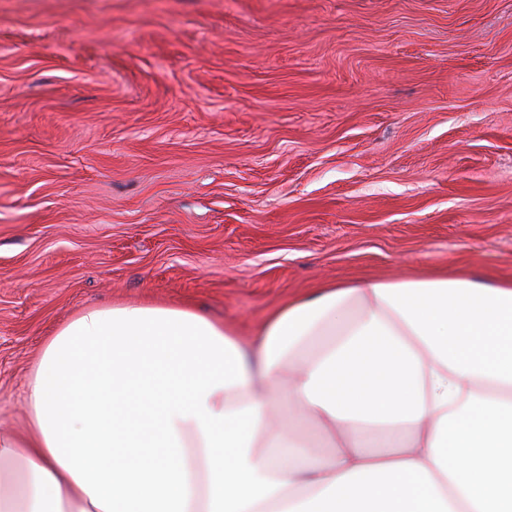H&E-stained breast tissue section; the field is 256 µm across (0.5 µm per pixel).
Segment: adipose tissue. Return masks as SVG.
<instances>
[{
  "mask_svg": "<svg viewBox=\"0 0 512 512\" xmlns=\"http://www.w3.org/2000/svg\"><path fill=\"white\" fill-rule=\"evenodd\" d=\"M26 403L0 512H512V280L328 284L248 341L189 309L87 307Z\"/></svg>",
  "mask_w": 512,
  "mask_h": 512,
  "instance_id": "adipose-tissue-1",
  "label": "adipose tissue"
}]
</instances>
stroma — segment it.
Instances as JSON below:
<instances>
[{"mask_svg": "<svg viewBox=\"0 0 512 512\" xmlns=\"http://www.w3.org/2000/svg\"><path fill=\"white\" fill-rule=\"evenodd\" d=\"M433 270L512 279V0H0V433L82 308Z\"/></svg>", "mask_w": 512, "mask_h": 512, "instance_id": "1", "label": "stroma"}]
</instances>
